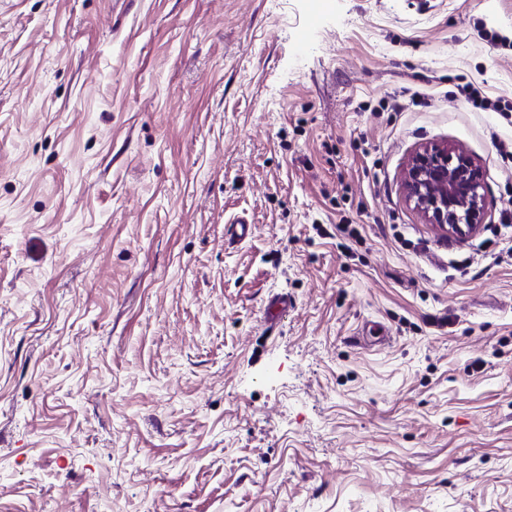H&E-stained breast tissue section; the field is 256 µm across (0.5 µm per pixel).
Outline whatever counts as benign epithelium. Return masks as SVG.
<instances>
[{
	"mask_svg": "<svg viewBox=\"0 0 512 512\" xmlns=\"http://www.w3.org/2000/svg\"><path fill=\"white\" fill-rule=\"evenodd\" d=\"M407 198L432 224L464 235L482 223L484 175L467 153L430 144L411 159L404 177Z\"/></svg>",
	"mask_w": 512,
	"mask_h": 512,
	"instance_id": "benign-epithelium-1",
	"label": "benign epithelium"
}]
</instances>
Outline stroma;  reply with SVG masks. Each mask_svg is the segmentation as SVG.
Wrapping results in <instances>:
<instances>
[{
    "label": "stroma",
    "mask_w": 512,
    "mask_h": 512,
    "mask_svg": "<svg viewBox=\"0 0 512 512\" xmlns=\"http://www.w3.org/2000/svg\"><path fill=\"white\" fill-rule=\"evenodd\" d=\"M504 37L512 0H0V512H512V121L459 93L512 101ZM430 143L474 235L406 197ZM462 95L473 112H502L508 118V111L512 112V105H502L501 99L492 102L485 96L480 87L468 83L463 87ZM407 198L431 224L464 235L482 224L484 175L467 153L430 144L411 159L404 177Z\"/></svg>",
    "instance_id": "1"
}]
</instances>
